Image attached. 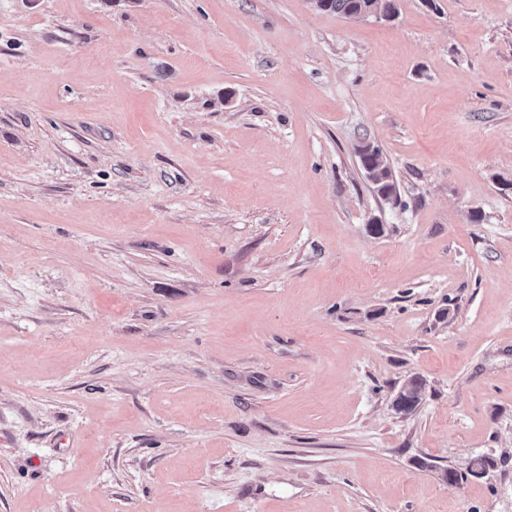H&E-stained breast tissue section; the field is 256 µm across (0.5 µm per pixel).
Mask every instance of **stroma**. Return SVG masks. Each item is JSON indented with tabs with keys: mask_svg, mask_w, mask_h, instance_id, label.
I'll use <instances>...</instances> for the list:
<instances>
[{
	"mask_svg": "<svg viewBox=\"0 0 512 512\" xmlns=\"http://www.w3.org/2000/svg\"><path fill=\"white\" fill-rule=\"evenodd\" d=\"M396 4L0 0V512H512V0ZM396 0H322L319 11L335 13L345 19L371 13L378 20L391 21L397 16ZM358 153L361 166L378 195L386 200L396 197L392 171L380 149L371 143H365L359 146Z\"/></svg>",
	"mask_w": 512,
	"mask_h": 512,
	"instance_id": "1",
	"label": "stroma"
}]
</instances>
